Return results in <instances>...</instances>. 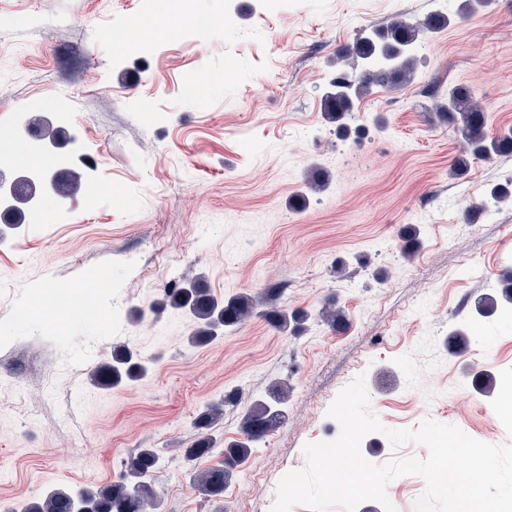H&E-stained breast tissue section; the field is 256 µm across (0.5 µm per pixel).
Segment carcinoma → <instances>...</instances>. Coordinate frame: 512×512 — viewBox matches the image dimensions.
Returning a JSON list of instances; mask_svg holds the SVG:
<instances>
[{
  "instance_id": "cac0c4a2",
  "label": "carcinoma",
  "mask_w": 512,
  "mask_h": 512,
  "mask_svg": "<svg viewBox=\"0 0 512 512\" xmlns=\"http://www.w3.org/2000/svg\"><path fill=\"white\" fill-rule=\"evenodd\" d=\"M448 26V15L438 12L423 18L401 15L388 25L377 28L367 36L356 38L336 55V76L322 97V108L328 122L336 124L340 133H348V120L355 102L370 94L372 89L397 90L414 79L416 71L415 48L428 34ZM433 108L441 121L448 124L462 139V150L453 163L456 176L467 174L471 161L490 159L512 153V130L491 136L487 132V109L465 85L448 88V92H430ZM30 131L51 141L68 140L69 131L52 126L44 116L30 120ZM81 187V176L74 171L57 173L51 191L68 197ZM42 188L28 182L13 193V203L0 213L3 224H22L29 214L33 196ZM512 200V182L491 189L488 199L480 205L486 209ZM402 254L412 257L419 249V230L408 226L402 234ZM283 289L272 285L262 298L240 293L227 300L217 299L201 278L187 280L168 288L161 304L183 310L193 320L195 328L190 339L205 344L218 332L236 329L256 315H261L270 327L280 332L296 333L309 318L303 309L290 312L279 305ZM512 304V272L502 276L499 288L475 301V312L481 317L495 315ZM266 309L260 311L258 306ZM318 318L329 329L340 331L348 322L346 311L335 300L326 301ZM143 372V366L124 346L112 349L111 358L102 363L93 376L96 386L108 389L124 379L134 380ZM288 380L273 382L265 398L253 401L241 422V437L228 442L221 451V459L208 467L199 468L202 460L213 455L212 431L224 415V406L238 400V392L231 390L224 399L208 405L196 418L201 436L182 449V458L188 464L192 487L205 500L224 496V487L232 479L236 468L246 463L255 445L273 432L286 418L284 405L288 400ZM159 457L152 448H137L122 461L117 480L104 485H90L78 490L55 489L29 501L22 512H147L156 506L157 495L150 483Z\"/></svg>"
}]
</instances>
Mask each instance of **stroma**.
<instances>
[{
    "label": "stroma",
    "mask_w": 512,
    "mask_h": 512,
    "mask_svg": "<svg viewBox=\"0 0 512 512\" xmlns=\"http://www.w3.org/2000/svg\"><path fill=\"white\" fill-rule=\"evenodd\" d=\"M418 46L413 82L357 102L338 138L321 112L337 52L364 29L434 0H0V170L82 175L78 193H45L37 217L0 236V512L40 493L115 480L135 448L161 458L156 512H213L192 488L182 448L197 415L225 392L216 436H240L246 406L288 380L287 418L224 491V512H270L307 443L334 440L327 410L364 376L390 428L424 419L492 444L508 437L479 374L512 367V306L476 314L512 269V205L486 210L512 179V155L451 166L458 136L428 85L471 87L490 135L512 128V0L463 15ZM211 17L191 27L192 14ZM80 129L51 146L15 130L19 115ZM329 173L313 192V170ZM420 231L413 259L399 234ZM347 273H334L337 261ZM203 276L214 296L260 295L310 314L282 334L262 317L191 344L189 315L161 307L168 284ZM77 302L57 308L56 295ZM349 318L317 320L328 298ZM464 331L467 350L448 349ZM147 362L139 380L94 386L113 347Z\"/></svg>",
    "instance_id": "35a3bbf8"
}]
</instances>
